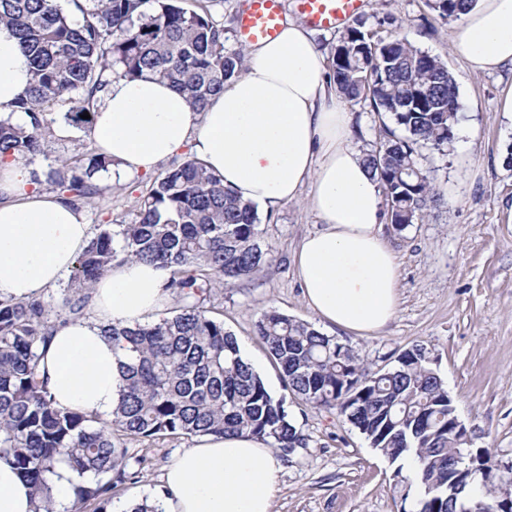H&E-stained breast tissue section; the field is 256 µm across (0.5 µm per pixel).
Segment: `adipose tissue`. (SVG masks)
<instances>
[{"mask_svg": "<svg viewBox=\"0 0 512 512\" xmlns=\"http://www.w3.org/2000/svg\"><path fill=\"white\" fill-rule=\"evenodd\" d=\"M453 44L475 72L512 68V0H476ZM247 70L206 111L157 77L116 78L101 93L92 136L112 160L113 178L150 174L181 149L241 199L268 208L308 202L320 230L295 254L303 297L325 328L360 336L394 319L399 270L380 232L382 191L355 143L353 117L325 75L322 49L304 23L285 18L276 38L247 44ZM29 58L0 26V105L26 95ZM30 173L0 162V299L27 301L73 269L92 229L51 193L28 190ZM167 273L130 260L92 290L88 318L58 327L40 362L57 405L108 420L119 398L121 353L102 329L157 321L168 303ZM283 474L278 456L247 434L202 435L166 466L163 490L147 493L157 512H272ZM0 512H34L30 489L0 459Z\"/></svg>", "mask_w": 512, "mask_h": 512, "instance_id": "adipose-tissue-1", "label": "adipose tissue"}]
</instances>
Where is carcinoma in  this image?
I'll list each match as a JSON object with an SVG mask.
<instances>
[{
  "instance_id": "1",
  "label": "carcinoma",
  "mask_w": 512,
  "mask_h": 512,
  "mask_svg": "<svg viewBox=\"0 0 512 512\" xmlns=\"http://www.w3.org/2000/svg\"><path fill=\"white\" fill-rule=\"evenodd\" d=\"M72 23L52 0H0V25L12 30L32 64L26 98L0 111H22L29 123L0 119V159L27 161L44 152L42 131L65 120L92 131L97 94L119 77L158 76L197 112L246 66L229 50L224 28L207 12L167 0H70ZM473 0H426L443 20L458 19ZM333 83L348 101H369L386 117L379 143L364 151L398 231L423 220L441 193L421 151L442 154L455 139L460 107L447 65L397 33L354 20L330 48ZM401 134H396V131ZM112 159L97 152L61 161L48 182L66 200L101 195ZM120 242L104 229L92 238L57 301L0 300V457L16 466L37 499L54 512L49 475L62 461L80 481L74 508L105 502L128 471L124 440L248 433L285 455L306 447L284 399L274 397L242 357L237 338L211 315L213 290L259 273L272 260L254 206L185 155L150 180L137 218L121 225ZM157 263L174 310L156 323L111 325L104 335L122 353V387L112 420L56 407L39 378L43 346L59 320L87 314L95 282L114 261ZM256 336L280 370L285 389L305 404L336 411L392 463L414 458L403 479L416 491L414 512H512V464L472 448L455 423V407L425 347L414 344L389 368L366 369L352 349L312 324L271 308Z\"/></svg>"
}]
</instances>
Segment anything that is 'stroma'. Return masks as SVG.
<instances>
[{"label":"stroma","mask_w":512,"mask_h":512,"mask_svg":"<svg viewBox=\"0 0 512 512\" xmlns=\"http://www.w3.org/2000/svg\"><path fill=\"white\" fill-rule=\"evenodd\" d=\"M243 3L178 0L185 9L207 11L223 26L230 50L242 43L236 21ZM362 14L370 29L386 17L398 18L401 36L447 65L458 89L462 121L447 153L423 152L422 164L442 191L443 203L404 230L387 221L381 226L399 265L396 319L371 336L336 328L331 334L372 369L393 365L405 349L424 345L473 447L512 462V169L503 163L512 151V119L500 110L503 93L512 86V70L473 73L453 45L459 21L430 13L425 0H365ZM45 143V153L26 164L41 178L55 159L95 149L92 135L75 126L65 137L49 131ZM147 181L141 174L117 182L104 176L107 192L79 201L77 207L96 232L115 221L131 222ZM259 224L272 265L213 293L210 308L235 334L244 359L269 392L285 397L290 418L308 442L283 457L284 476L274 493L273 512H410L409 502L401 498L395 464L336 412L286 396L255 324L272 307L316 323L302 297L293 253L300 239L321 223L301 197L279 204ZM192 443L187 436L127 441L130 468L138 477L113 489V504H126L143 487H160L164 467Z\"/></svg>","instance_id":"1"}]
</instances>
